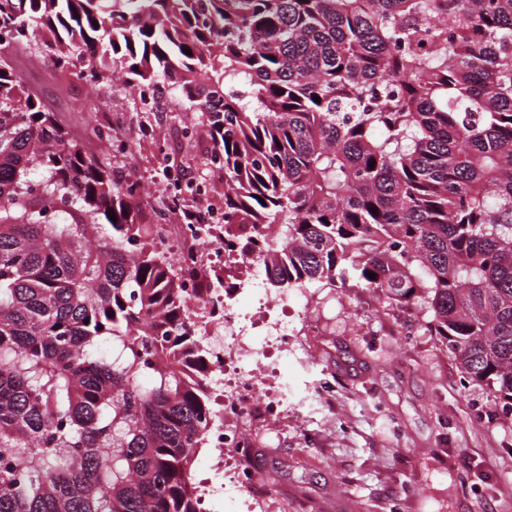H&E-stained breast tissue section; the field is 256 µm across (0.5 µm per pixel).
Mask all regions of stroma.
I'll return each mask as SVG.
<instances>
[{
	"mask_svg": "<svg viewBox=\"0 0 512 512\" xmlns=\"http://www.w3.org/2000/svg\"><path fill=\"white\" fill-rule=\"evenodd\" d=\"M64 124L134 133L132 105L98 104L49 64L23 70ZM300 350L267 363L307 403L271 421L256 450L262 488L288 512H512V414L488 416L489 391L464 382L415 309L382 311L373 292L290 291ZM336 390L323 398L319 383ZM469 459L462 469L461 459ZM230 452L199 449L193 471L209 512H247L221 484Z\"/></svg>",
	"mask_w": 512,
	"mask_h": 512,
	"instance_id": "1",
	"label": "stroma"
}]
</instances>
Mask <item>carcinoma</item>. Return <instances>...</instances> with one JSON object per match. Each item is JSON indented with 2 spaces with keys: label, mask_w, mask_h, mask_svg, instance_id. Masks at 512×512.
<instances>
[{
  "label": "carcinoma",
  "mask_w": 512,
  "mask_h": 512,
  "mask_svg": "<svg viewBox=\"0 0 512 512\" xmlns=\"http://www.w3.org/2000/svg\"><path fill=\"white\" fill-rule=\"evenodd\" d=\"M37 58L189 104L225 226L185 162L101 163L25 88ZM168 197L203 242L258 226L237 252L277 294L414 306L512 412V0H0V512H200L221 416L197 320L224 277L158 247Z\"/></svg>",
  "instance_id": "cac0c4a2"
}]
</instances>
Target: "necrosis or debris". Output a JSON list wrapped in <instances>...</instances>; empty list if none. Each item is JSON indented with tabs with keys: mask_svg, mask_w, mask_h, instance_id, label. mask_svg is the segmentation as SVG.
<instances>
[{
	"mask_svg": "<svg viewBox=\"0 0 512 512\" xmlns=\"http://www.w3.org/2000/svg\"><path fill=\"white\" fill-rule=\"evenodd\" d=\"M154 221L162 225L168 240L176 242L174 256L181 266L193 267L204 256L217 258L225 252L220 241L193 243L190 226L173 223L169 207H159ZM242 294L257 297L259 319L240 313L236 299ZM216 317L221 332L210 341V367L224 385V421L211 430L209 445L229 448L246 457L262 434V424L287 413L295 402L288 384H278L270 391L263 389L260 372L268 349L287 351L296 334L295 322L287 314L277 313L261 278L249 271L227 282Z\"/></svg>",
	"mask_w": 512,
	"mask_h": 512,
	"instance_id": "1",
	"label": "necrosis or debris"
}]
</instances>
